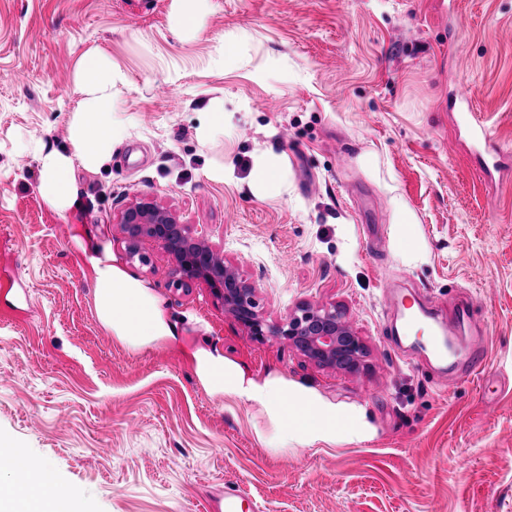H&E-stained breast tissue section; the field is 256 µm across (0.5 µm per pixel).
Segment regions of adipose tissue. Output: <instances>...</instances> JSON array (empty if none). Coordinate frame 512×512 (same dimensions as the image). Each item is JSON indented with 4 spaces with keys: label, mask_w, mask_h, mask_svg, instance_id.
<instances>
[{
    "label": "adipose tissue",
    "mask_w": 512,
    "mask_h": 512,
    "mask_svg": "<svg viewBox=\"0 0 512 512\" xmlns=\"http://www.w3.org/2000/svg\"><path fill=\"white\" fill-rule=\"evenodd\" d=\"M118 77L104 53L89 52L78 71L82 99L68 121L69 150L39 143L32 147L40 170L39 195L58 214L78 204L75 169L100 168L111 156L113 143L124 134L112 112V85ZM90 263L96 312L114 336L135 348L175 338L174 327L142 282L112 264L109 255L91 256ZM192 358L199 379L211 393L260 406L267 428L259 437L272 453L332 445L340 431L352 441L372 435L363 411L337 413L335 405L314 390L280 375L254 376L239 363L204 348L193 350ZM21 456L18 444L0 441V512H69L72 495L44 498L41 488L50 478L48 470L33 456L25 457V470H18L16 460Z\"/></svg>",
    "instance_id": "obj_1"
}]
</instances>
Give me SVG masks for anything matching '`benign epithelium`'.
<instances>
[{
	"instance_id": "7a95c632",
	"label": "benign epithelium",
	"mask_w": 512,
	"mask_h": 512,
	"mask_svg": "<svg viewBox=\"0 0 512 512\" xmlns=\"http://www.w3.org/2000/svg\"><path fill=\"white\" fill-rule=\"evenodd\" d=\"M116 223L133 246L146 239L161 244L175 263L176 287L204 283L224 310L251 335L278 336L320 367L344 371L360 367L363 343L336 307L302 305L281 322L270 324L259 311L257 288L224 261L223 249L205 231L182 223L175 213L146 197L120 211Z\"/></svg>"
}]
</instances>
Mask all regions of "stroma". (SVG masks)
I'll list each match as a JSON object with an SVG mask.
<instances>
[{
	"mask_svg": "<svg viewBox=\"0 0 512 512\" xmlns=\"http://www.w3.org/2000/svg\"><path fill=\"white\" fill-rule=\"evenodd\" d=\"M177 7L0 0V438L83 512H207L217 491L249 512H512V0H209L194 32ZM92 50L124 76L125 135L102 169H76L79 205L60 215L17 146H67ZM462 98L492 135L491 174ZM262 158L279 191L254 184ZM142 197L209 231L268 322L342 307L360 368L318 367L251 336L205 284L176 287L166 251L130 249L116 222ZM104 251L174 341L134 350L102 324L89 258ZM393 288L438 325L466 305L480 379L448 385L415 335L391 341ZM198 347L363 409L371 438L272 454L259 407L199 380Z\"/></svg>",
	"mask_w": 512,
	"mask_h": 512,
	"instance_id": "35a3bbf8",
	"label": "stroma"
}]
</instances>
